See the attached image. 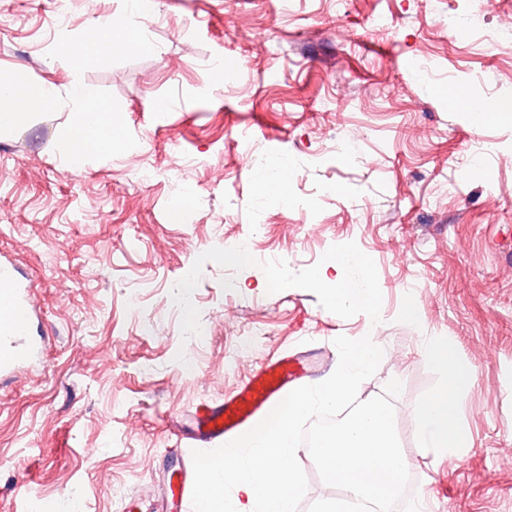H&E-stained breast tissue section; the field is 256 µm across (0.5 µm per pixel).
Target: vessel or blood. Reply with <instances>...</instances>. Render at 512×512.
<instances>
[{
	"instance_id": "b4317fda",
	"label": "vessel or blood",
	"mask_w": 512,
	"mask_h": 512,
	"mask_svg": "<svg viewBox=\"0 0 512 512\" xmlns=\"http://www.w3.org/2000/svg\"><path fill=\"white\" fill-rule=\"evenodd\" d=\"M0 305L10 313L9 318L0 320V380H3L40 359L44 352L42 339L30 333L36 308L19 267L9 260L0 261ZM305 370L300 358L284 353L262 362L222 400L197 405L190 416L188 438L192 446L205 448L238 437L296 388ZM189 471V462H182L176 475L170 478L166 512H187L193 491Z\"/></svg>"
}]
</instances>
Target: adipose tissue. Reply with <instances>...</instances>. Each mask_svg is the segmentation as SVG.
<instances>
[{
  "label": "adipose tissue",
  "instance_id": "obj_1",
  "mask_svg": "<svg viewBox=\"0 0 512 512\" xmlns=\"http://www.w3.org/2000/svg\"><path fill=\"white\" fill-rule=\"evenodd\" d=\"M136 41L138 47L147 48L143 34L130 31L126 24L108 25L106 32L89 45L69 46L62 49V56L78 61L86 53L111 54L114 43ZM81 105L68 129L66 160L69 167H82L91 155L111 156L121 141V135L112 123L109 113L99 112L83 91H76ZM37 102L54 106L52 89L43 83L30 81L19 72L0 73V135L14 132L22 121L18 105ZM364 259L354 253L339 251L312 276L311 287L323 290L329 301L336 305H351L375 318V290L370 279L354 283L343 280L340 272L348 266H364ZM424 351L445 373L440 388L421 401L414 412L417 435L423 448L441 453L451 448L464 447L467 436L458 424L460 396L470 384V375L461 367L454 343L445 337L435 336L424 345Z\"/></svg>",
  "mask_w": 512,
  "mask_h": 512
}]
</instances>
